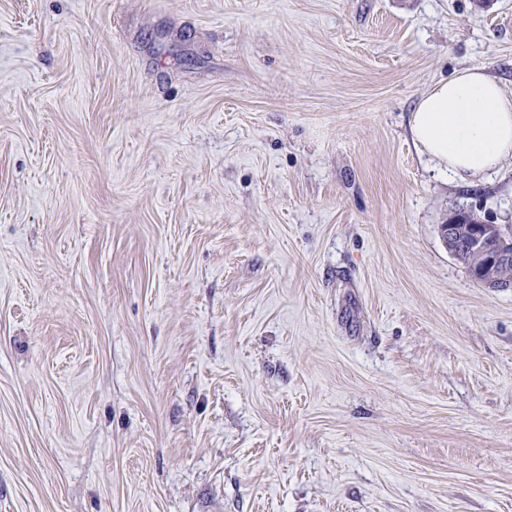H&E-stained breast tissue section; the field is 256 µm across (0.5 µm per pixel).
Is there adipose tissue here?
I'll return each instance as SVG.
<instances>
[{"instance_id": "ef3b65f1", "label": "adipose tissue", "mask_w": 512, "mask_h": 512, "mask_svg": "<svg viewBox=\"0 0 512 512\" xmlns=\"http://www.w3.org/2000/svg\"><path fill=\"white\" fill-rule=\"evenodd\" d=\"M410 133L450 179H483L512 158V92L484 68L462 69L419 100Z\"/></svg>"}]
</instances>
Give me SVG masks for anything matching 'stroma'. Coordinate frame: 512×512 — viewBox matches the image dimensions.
Listing matches in <instances>:
<instances>
[{
	"instance_id": "1",
	"label": "stroma",
	"mask_w": 512,
	"mask_h": 512,
	"mask_svg": "<svg viewBox=\"0 0 512 512\" xmlns=\"http://www.w3.org/2000/svg\"><path fill=\"white\" fill-rule=\"evenodd\" d=\"M512 0H0V512H512V288L421 96ZM465 211V209L452 211L448 216V224H440V235L445 247L448 248V252L450 254L455 253L459 244L458 239H460L459 251L452 256L466 267V271L472 279L485 288L494 290L512 288V283L505 284L479 280L495 279L500 282H512V264L510 263L512 262V234L505 233L498 224H480L482 222L481 218L475 211L472 209H468L467 213ZM466 220L468 223L464 224ZM476 224L479 225L475 234V247L484 251L489 263L504 264L486 265L480 253L472 250V233ZM455 226L458 229V239L455 234ZM467 268L475 271L478 279Z\"/></svg>"
}]
</instances>
